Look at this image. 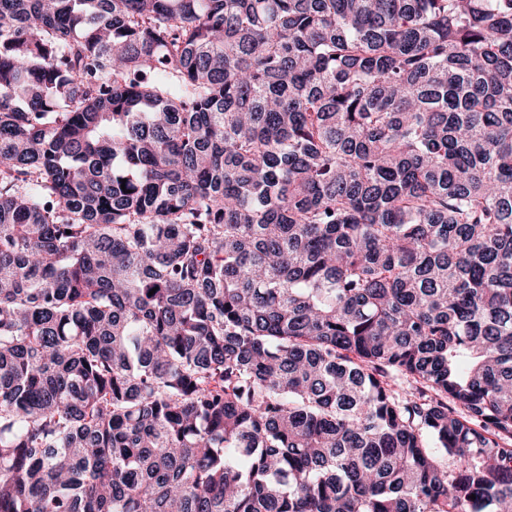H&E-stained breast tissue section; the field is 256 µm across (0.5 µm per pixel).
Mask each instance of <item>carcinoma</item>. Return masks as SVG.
I'll use <instances>...</instances> for the list:
<instances>
[{
	"instance_id": "cac0c4a2",
	"label": "carcinoma",
	"mask_w": 512,
	"mask_h": 512,
	"mask_svg": "<svg viewBox=\"0 0 512 512\" xmlns=\"http://www.w3.org/2000/svg\"><path fill=\"white\" fill-rule=\"evenodd\" d=\"M0 512H512V0H0Z\"/></svg>"
}]
</instances>
